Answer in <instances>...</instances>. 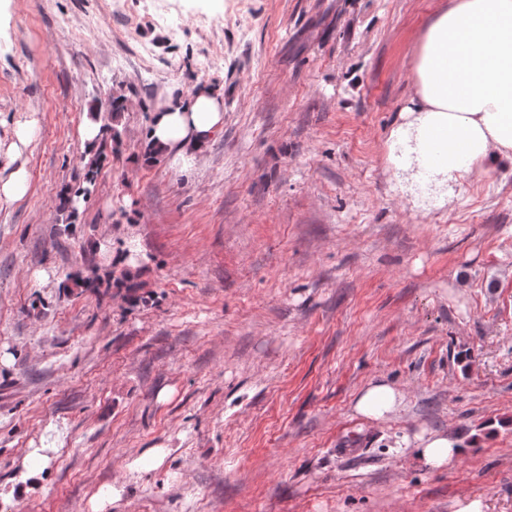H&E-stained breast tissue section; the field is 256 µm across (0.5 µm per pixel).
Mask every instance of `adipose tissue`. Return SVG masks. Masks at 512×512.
Returning <instances> with one entry per match:
<instances>
[{
    "instance_id": "1",
    "label": "adipose tissue",
    "mask_w": 512,
    "mask_h": 512,
    "mask_svg": "<svg viewBox=\"0 0 512 512\" xmlns=\"http://www.w3.org/2000/svg\"><path fill=\"white\" fill-rule=\"evenodd\" d=\"M412 71L387 161L415 203L442 205L464 175L512 166V0H453L421 35ZM223 126L222 100L202 87L157 107L145 144L187 168ZM402 403L398 388L374 383L355 409L382 423ZM461 453L457 440L432 433L419 437L415 459L440 468Z\"/></svg>"
}]
</instances>
